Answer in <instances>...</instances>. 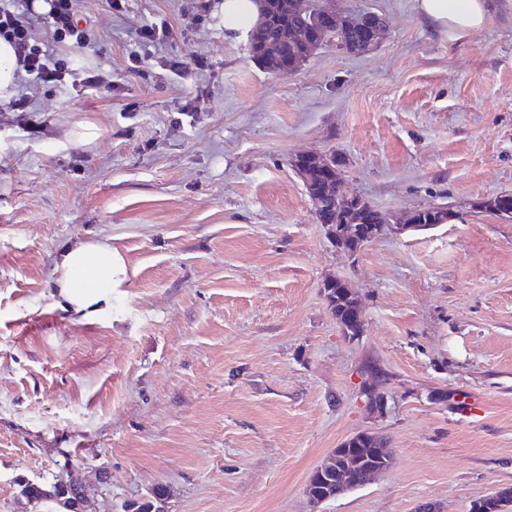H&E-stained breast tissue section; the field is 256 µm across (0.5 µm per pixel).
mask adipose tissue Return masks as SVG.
I'll return each instance as SVG.
<instances>
[{"instance_id":"1","label":"adipose tissue","mask_w":512,"mask_h":512,"mask_svg":"<svg viewBox=\"0 0 512 512\" xmlns=\"http://www.w3.org/2000/svg\"><path fill=\"white\" fill-rule=\"evenodd\" d=\"M493 8L492 0H417L419 15L451 39L482 30ZM56 271L62 295L82 312L110 300L119 261L111 249L78 245L60 254Z\"/></svg>"}]
</instances>
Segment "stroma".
<instances>
[{"instance_id": "1", "label": "stroma", "mask_w": 512, "mask_h": 512, "mask_svg": "<svg viewBox=\"0 0 512 512\" xmlns=\"http://www.w3.org/2000/svg\"><path fill=\"white\" fill-rule=\"evenodd\" d=\"M221 2L191 28L195 0H76L96 48L57 57L111 72V93L20 77L28 121L0 113V512H30L22 482L70 479L87 512L158 485L163 512H470L512 485V220L477 208L512 194V0L457 42L416 0H336L382 16L383 40L325 43L289 76L225 37ZM305 152L336 154L380 209L457 218L348 255L291 166ZM80 244L126 267L88 317L56 286ZM336 277L361 299L354 341ZM361 431L390 469L311 506L313 472ZM324 291L326 299L328 300V305L336 317V320L339 324L345 322V317L350 311V301L346 300L344 288L340 285H336V283L330 285L325 283Z\"/></svg>"}]
</instances>
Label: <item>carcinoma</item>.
<instances>
[{
  "instance_id": "carcinoma-1",
  "label": "carcinoma",
  "mask_w": 512,
  "mask_h": 512,
  "mask_svg": "<svg viewBox=\"0 0 512 512\" xmlns=\"http://www.w3.org/2000/svg\"><path fill=\"white\" fill-rule=\"evenodd\" d=\"M262 15L268 21L254 25L250 30V52L268 71L288 76L298 71L313 52L331 40L329 34L319 26L315 0H261ZM302 28L306 37L301 41H284L290 28ZM335 34L344 44L359 40L355 29L347 18V12L338 11L334 21ZM294 167L302 172L306 192L315 209L319 224H377L383 211L362 197L350 194L345 180L334 179L336 175V155L324 157L322 163L314 159H296ZM512 197L493 195L485 198L481 208L491 214L512 211L507 203ZM328 305L336 320L345 322L350 311V301L346 300L344 288L336 284L324 285ZM345 452L355 461L356 466L349 471V483L356 488L363 482L367 471L374 465H391L392 458H378L373 449L364 442L352 444ZM21 493L35 504L52 503L53 512H77V502L85 498L86 490H65L62 482L50 484L26 482Z\"/></svg>"
}]
</instances>
